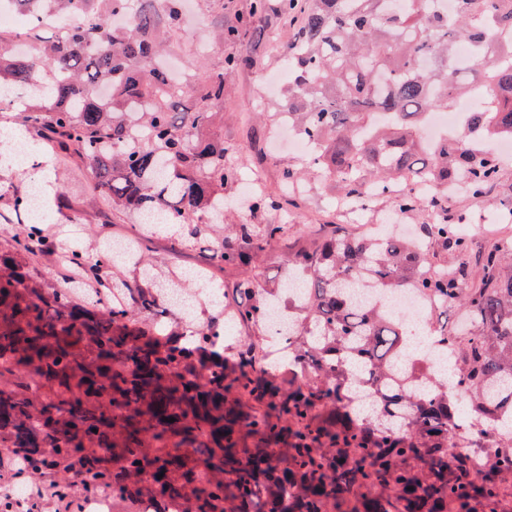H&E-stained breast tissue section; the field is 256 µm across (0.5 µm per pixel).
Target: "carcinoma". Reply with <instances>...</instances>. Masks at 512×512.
I'll return each mask as SVG.
<instances>
[{
	"instance_id": "1",
	"label": "carcinoma",
	"mask_w": 512,
	"mask_h": 512,
	"mask_svg": "<svg viewBox=\"0 0 512 512\" xmlns=\"http://www.w3.org/2000/svg\"><path fill=\"white\" fill-rule=\"evenodd\" d=\"M15 3L29 23L0 27V91L27 94L5 108L21 107L63 164L89 173L93 202L135 217L142 235L129 240L140 276L122 305L38 283L36 225L0 249L9 455L153 512H512V439L480 430L448 448L461 422L512 416V243L476 254L465 218L448 215L450 193L478 198L500 179L481 143L512 140V0H453L448 14L432 0H250L215 33L234 42L273 6L293 21L281 109L312 152L251 212L298 206L312 179L363 207L393 194L402 212H425L422 249L342 224L290 237L285 224L224 223V187L240 171L218 127L225 78L244 59L229 53L173 79L164 58L186 52L182 0ZM73 14L86 24L69 26ZM115 14L129 23L107 26ZM464 42L466 71L454 63ZM466 98L469 124L451 144L421 136L429 113ZM154 211L208 242L212 262L193 271L223 292L222 313L189 327L165 306L143 253ZM275 255L308 292L295 363L278 373L261 341L285 284L257 272ZM472 259L480 276L469 286ZM367 280L437 300L432 341L454 347L451 379L398 375L405 322L359 300ZM227 322L241 333L231 363L218 345Z\"/></svg>"
}]
</instances>
